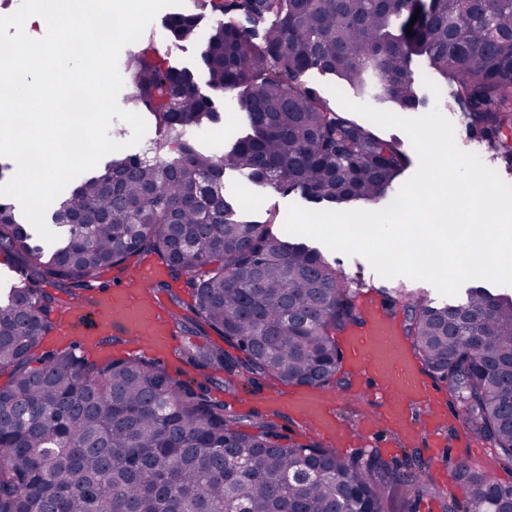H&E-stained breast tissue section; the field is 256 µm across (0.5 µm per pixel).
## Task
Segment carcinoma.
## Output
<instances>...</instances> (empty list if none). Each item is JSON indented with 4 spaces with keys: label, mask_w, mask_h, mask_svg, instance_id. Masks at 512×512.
I'll return each mask as SVG.
<instances>
[{
    "label": "carcinoma",
    "mask_w": 512,
    "mask_h": 512,
    "mask_svg": "<svg viewBox=\"0 0 512 512\" xmlns=\"http://www.w3.org/2000/svg\"><path fill=\"white\" fill-rule=\"evenodd\" d=\"M254 26V42L220 21L201 52L207 84L237 92L250 133L222 153L197 149L190 130L217 118L193 74L151 45L133 54L134 100L160 131L150 159L121 156L77 186L52 215L65 242L47 249L0 204V253L21 259V287L0 299V512H392L406 476L379 452L344 457L320 444L282 442L277 413L250 421L204 383L173 379L144 358L97 360L75 348L37 350L69 302L102 271L155 254L185 277L191 315L171 313L205 339L182 355L226 383L276 378L323 388L341 354L336 336L362 322L358 285L317 249L249 219L226 191L232 173L281 194L348 206L398 186L408 158L395 140L348 118L309 86L336 76L360 99L407 113L424 104L413 60L453 85L451 108L470 139L512 171V0H212ZM418 19L406 34L414 13ZM200 15L165 22L178 41ZM51 286L52 290L45 289ZM404 335L425 368L464 407L463 423L512 461V295L475 287L435 305L402 291ZM473 512H512V485L461 463Z\"/></svg>",
    "instance_id": "carcinoma-1"
}]
</instances>
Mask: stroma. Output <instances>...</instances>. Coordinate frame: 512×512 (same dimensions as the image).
<instances>
[{
  "label": "stroma",
  "mask_w": 512,
  "mask_h": 512,
  "mask_svg": "<svg viewBox=\"0 0 512 512\" xmlns=\"http://www.w3.org/2000/svg\"><path fill=\"white\" fill-rule=\"evenodd\" d=\"M172 7L161 9L149 28L152 38H139L136 42L125 46L118 58V68L124 79V85L118 94L119 106L128 112L141 115L146 123V132L138 144H130L131 128H124L119 137L123 142L124 154L148 157L158 138L155 121L150 112L136 104L133 98V84L128 69L130 56L147 43H154L168 63L172 66L191 69L198 83H205L206 77L200 65V52L202 41L191 39L174 43L169 41L164 33L163 23L172 14ZM216 104L222 115L219 124L204 129L200 134L194 135V144L198 149L211 152L220 151L222 145L245 135L248 125L243 113L237 108L232 94H222L216 99ZM238 205L251 219L256 221H272L275 232H283L284 223L289 205L302 204L303 199L297 194L283 195L270 189H262L252 185H240L237 192ZM326 258L335 263L337 269L344 275L358 282L362 290L368 294H375L381 290L399 288L405 294L429 299L433 302H442L443 297L430 283L414 280L408 277L385 278L380 276L370 263L360 256H349L340 252L326 251ZM215 387L212 389L214 397L223 400L227 406L236 411L242 418H249L253 413H269L270 407L265 402V395L289 396L293 393V386L283 385L278 380L268 378L254 382H242L236 391H224L221 382L222 375H215ZM349 384L328 386L327 392L336 401L339 416L350 432L351 438L347 446L337 448L340 456H349L357 452H370L380 449L385 459L404 463L407 470H414L418 461H426L431 465L430 471L434 479L436 490L432 493L417 494L406 492L400 494L393 503L394 512H442L443 503L456 505L457 512H469L471 508V491L469 488L456 483L452 474L459 463H466L471 469L488 474L493 480L503 485H512V462L499 456L497 450L490 443L469 438L460 441L459 435L465 427L460 422H449L442 428V447H432L430 441L422 439L416 442H405L393 431L381 428L369 430L367 435H360L357 431V421L363 412L369 410V403H351Z\"/></svg>",
  "instance_id": "35a3bbf8"
}]
</instances>
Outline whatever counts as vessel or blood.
<instances>
[{
    "instance_id": "b4317fda",
    "label": "vessel or blood",
    "mask_w": 512,
    "mask_h": 512,
    "mask_svg": "<svg viewBox=\"0 0 512 512\" xmlns=\"http://www.w3.org/2000/svg\"><path fill=\"white\" fill-rule=\"evenodd\" d=\"M156 278V268L149 264L138 270L134 281L71 305L69 316L57 325L59 332L72 335L80 313L93 307L101 328L115 327L123 333H136L150 345L158 359H167L175 331L171 322L163 319L164 306L151 291ZM361 307L364 323L346 332L343 356L347 374L361 382L357 397L373 401L380 411L374 417L363 416L358 422L359 429L369 428L378 420L412 439L435 435L436 423L452 418V411L421 376L395 314L369 297L362 299ZM288 406L307 418L320 434L331 435L338 429L337 409L324 403L313 389L292 395ZM417 406L425 410L424 422H417L412 414Z\"/></svg>"
}]
</instances>
